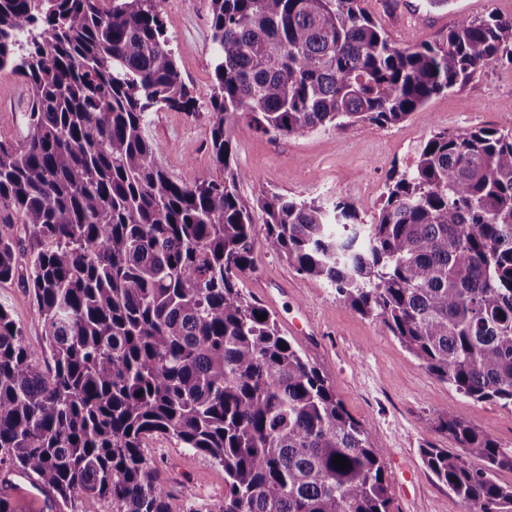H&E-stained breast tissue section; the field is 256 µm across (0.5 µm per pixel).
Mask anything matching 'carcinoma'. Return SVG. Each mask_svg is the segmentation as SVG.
Listing matches in <instances>:
<instances>
[{"mask_svg": "<svg viewBox=\"0 0 512 512\" xmlns=\"http://www.w3.org/2000/svg\"><path fill=\"white\" fill-rule=\"evenodd\" d=\"M210 11L222 176L185 185L144 134L155 109L197 105L154 0H0V73L34 92L23 140L0 141V282L24 281L44 326L37 352L0 303V468L36 475L70 512L83 497L170 512L142 451L158 435L224 466L209 512H391L367 430L241 275L260 239L436 379L512 409V127L432 135L372 224L342 200L241 202L254 174L227 131L244 117L285 136L398 124L512 64V17L400 47L360 0ZM438 431L460 451L430 444L424 461L466 512H512V448L452 409Z\"/></svg>", "mask_w": 512, "mask_h": 512, "instance_id": "1", "label": "carcinoma"}]
</instances>
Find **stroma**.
Listing matches in <instances>:
<instances>
[{
  "label": "stroma",
  "instance_id": "1",
  "mask_svg": "<svg viewBox=\"0 0 512 512\" xmlns=\"http://www.w3.org/2000/svg\"><path fill=\"white\" fill-rule=\"evenodd\" d=\"M154 4L167 23L181 76L193 86L198 103L192 114L164 107L152 112L146 135L158 146V162L174 181L190 185L219 177L208 142L214 69L209 0ZM363 5L401 47L443 42L457 23L447 7L430 0H364ZM32 96L25 81L0 74V140L22 141L23 115ZM510 126L512 65L492 62L478 77L432 98L392 127L360 124L285 136L263 132L244 118L228 135L238 165L256 175L239 187L246 204L269 191L328 205L342 199L354 204L358 223L370 224L383 204L390 172L410 164L434 133ZM243 285L275 314L281 331L328 379L348 414L366 428L391 484L392 512H465L422 459L421 450L428 444L449 445L437 430L438 413L452 408L512 448V410L464 398L431 375L382 324L353 312L329 285L304 279L264 249H257L255 266L244 275ZM0 303L21 327L27 345L40 349L43 321L29 288L17 279L1 282ZM144 455L164 486L171 512H207L223 500L224 468L212 458L162 436L147 441ZM0 495L11 500L15 512H67L23 474L0 482Z\"/></svg>",
  "mask_w": 512,
  "mask_h": 512
}]
</instances>
